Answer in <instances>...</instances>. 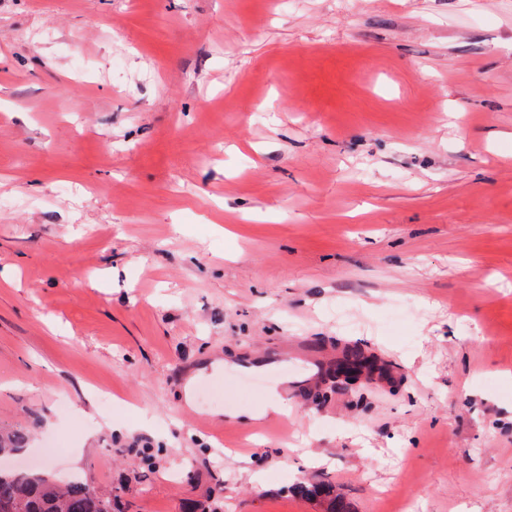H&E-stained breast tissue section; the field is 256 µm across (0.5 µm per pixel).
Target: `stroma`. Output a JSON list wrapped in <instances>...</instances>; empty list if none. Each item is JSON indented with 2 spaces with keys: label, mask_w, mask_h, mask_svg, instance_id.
<instances>
[{
  "label": "stroma",
  "mask_w": 512,
  "mask_h": 512,
  "mask_svg": "<svg viewBox=\"0 0 512 512\" xmlns=\"http://www.w3.org/2000/svg\"><path fill=\"white\" fill-rule=\"evenodd\" d=\"M1 40L0 464L114 512H512V0H0Z\"/></svg>",
  "instance_id": "35a3bbf8"
}]
</instances>
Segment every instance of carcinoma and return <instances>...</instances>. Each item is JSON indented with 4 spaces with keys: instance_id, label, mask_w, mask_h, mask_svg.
I'll list each match as a JSON object with an SVG mask.
<instances>
[{
    "instance_id": "1",
    "label": "carcinoma",
    "mask_w": 512,
    "mask_h": 512,
    "mask_svg": "<svg viewBox=\"0 0 512 512\" xmlns=\"http://www.w3.org/2000/svg\"><path fill=\"white\" fill-rule=\"evenodd\" d=\"M22 431L0 434V457L26 442ZM112 512V498L105 497L74 477L63 485L36 472L0 468V512Z\"/></svg>"
}]
</instances>
